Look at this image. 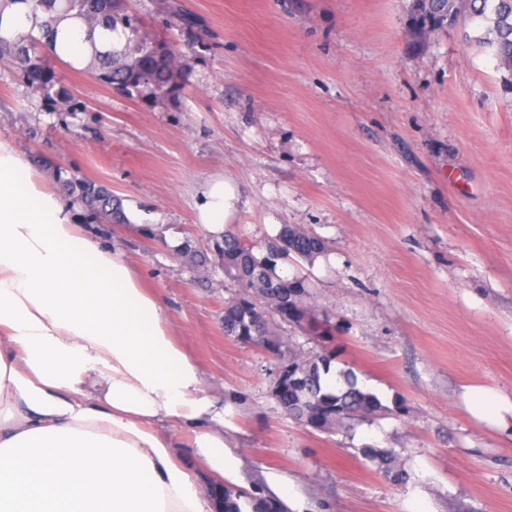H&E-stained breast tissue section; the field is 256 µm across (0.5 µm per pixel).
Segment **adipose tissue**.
Listing matches in <instances>:
<instances>
[{"label":"adipose tissue","mask_w":512,"mask_h":512,"mask_svg":"<svg viewBox=\"0 0 512 512\" xmlns=\"http://www.w3.org/2000/svg\"><path fill=\"white\" fill-rule=\"evenodd\" d=\"M112 39L66 18L50 48L81 67ZM238 201L210 176L198 223L222 235ZM236 465L224 408L159 297L0 137V512H214L209 489Z\"/></svg>","instance_id":"adipose-tissue-1"}]
</instances>
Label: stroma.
<instances>
[{"label": "stroma", "instance_id": "1", "mask_svg": "<svg viewBox=\"0 0 512 512\" xmlns=\"http://www.w3.org/2000/svg\"><path fill=\"white\" fill-rule=\"evenodd\" d=\"M128 7L179 51L185 89L128 96L60 64L86 109L52 112L0 64V136L46 160L49 184L78 174L121 198L126 224L86 231L160 297L224 405L239 478L287 495L288 512H512V412L479 418L465 399L478 386L512 402V75L465 44L483 25L417 34L412 0ZM217 173L239 188L229 225L256 255L284 224L327 241L277 272L308 277L335 317L337 369L387 408L374 424L303 426L271 395L270 358L225 336L236 283L174 248L211 254L194 203ZM365 446L399 452L408 481L386 480Z\"/></svg>", "mask_w": 512, "mask_h": 512}]
</instances>
